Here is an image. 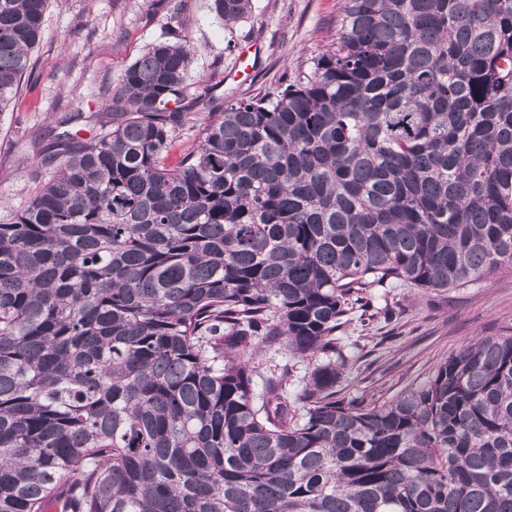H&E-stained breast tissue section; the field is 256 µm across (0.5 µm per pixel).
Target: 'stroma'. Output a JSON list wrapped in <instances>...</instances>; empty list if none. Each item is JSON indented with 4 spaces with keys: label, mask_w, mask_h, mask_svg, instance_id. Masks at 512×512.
<instances>
[{
    "label": "stroma",
    "mask_w": 512,
    "mask_h": 512,
    "mask_svg": "<svg viewBox=\"0 0 512 512\" xmlns=\"http://www.w3.org/2000/svg\"><path fill=\"white\" fill-rule=\"evenodd\" d=\"M340 0H253L233 32L210 0H49L32 56L33 76L0 112V201L22 206L40 187L39 153L66 112H80V138L93 133L88 115L103 108L99 88L118 81L153 43L186 40L191 51L187 97L201 93L226 104L276 96L336 36ZM264 44L252 72L239 71L240 48ZM389 314L353 319L341 334L348 359L345 395L387 401L427 382L438 364L477 335L512 330V268L501 267L463 288L371 289Z\"/></svg>",
    "instance_id": "stroma-1"
}]
</instances>
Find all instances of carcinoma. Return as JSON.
I'll list each match as a JSON object with an SVG mask.
<instances>
[{
  "instance_id": "1",
  "label": "carcinoma",
  "mask_w": 512,
  "mask_h": 512,
  "mask_svg": "<svg viewBox=\"0 0 512 512\" xmlns=\"http://www.w3.org/2000/svg\"><path fill=\"white\" fill-rule=\"evenodd\" d=\"M47 3L0 0V112ZM190 63L148 47L3 207L0 512H512V331L382 402L338 396L336 342L371 288L512 265V0H344L276 97L193 98L168 165ZM199 124H187L177 135L170 152L171 161L176 160L182 152L197 143L199 137ZM262 351L254 359L255 366L265 370L272 364L288 363V353L278 343L261 344Z\"/></svg>"
}]
</instances>
